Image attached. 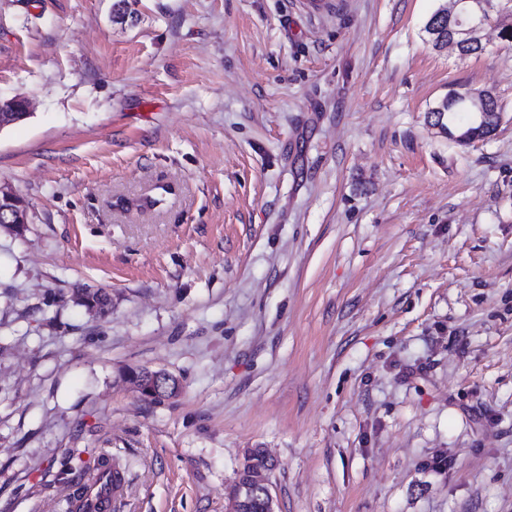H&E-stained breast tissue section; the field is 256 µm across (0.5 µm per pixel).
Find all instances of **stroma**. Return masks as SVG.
Masks as SVG:
<instances>
[{"instance_id": "obj_1", "label": "stroma", "mask_w": 512, "mask_h": 512, "mask_svg": "<svg viewBox=\"0 0 512 512\" xmlns=\"http://www.w3.org/2000/svg\"><path fill=\"white\" fill-rule=\"evenodd\" d=\"M448 2L0 0V512L103 453L112 512H227L248 448L277 512H512V0L467 57ZM470 92L463 88L450 89L429 111L434 117V124L448 130L449 136L455 137L459 143L486 137L496 128L501 118V108L492 94L484 91V96L475 103ZM466 95L470 97L464 98ZM460 112L468 114L469 125L453 131L450 125L457 127L455 121ZM5 202L6 204H12L14 206L12 207H4L1 209V203ZM9 211L10 213V220L9 221H3V224H13V225H20L21 227L23 224H27V209L25 205L23 204L22 200L19 196L14 195L13 193H2L0 195V215L2 211ZM0 221V224H2ZM143 370H138V372H131L129 375H132L136 380L134 383H131L133 388L139 392L143 396H158L159 394H164L170 391L171 382L170 376L164 372H156L151 373L148 382H142L137 379L138 375L142 373Z\"/></svg>"}]
</instances>
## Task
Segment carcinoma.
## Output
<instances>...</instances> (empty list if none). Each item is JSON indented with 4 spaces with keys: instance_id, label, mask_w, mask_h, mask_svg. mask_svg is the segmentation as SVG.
Returning a JSON list of instances; mask_svg holds the SVG:
<instances>
[{
    "instance_id": "cac0c4a2",
    "label": "carcinoma",
    "mask_w": 512,
    "mask_h": 512,
    "mask_svg": "<svg viewBox=\"0 0 512 512\" xmlns=\"http://www.w3.org/2000/svg\"><path fill=\"white\" fill-rule=\"evenodd\" d=\"M451 25L452 20L446 6L439 8L430 17L425 31L434 47L441 48L447 42L448 27ZM468 94V90L453 88L430 109L434 124L448 131L449 136L459 143H467L489 135L501 118V108L492 94L486 91L478 101L468 97ZM462 112L468 114L469 125L455 132L451 130V126L455 125L457 115ZM82 302L87 308L102 312L107 307L109 298L102 288H85Z\"/></svg>"
}]
</instances>
